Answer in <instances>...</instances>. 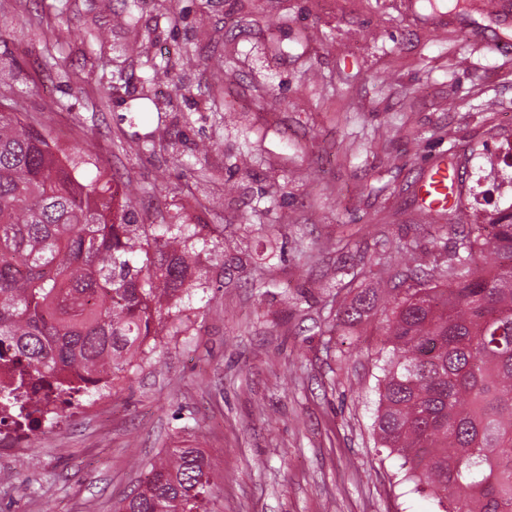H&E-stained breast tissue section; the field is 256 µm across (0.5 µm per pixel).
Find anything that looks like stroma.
<instances>
[{"label":"stroma","mask_w":512,"mask_h":512,"mask_svg":"<svg viewBox=\"0 0 512 512\" xmlns=\"http://www.w3.org/2000/svg\"><path fill=\"white\" fill-rule=\"evenodd\" d=\"M135 15L0 0V95L61 148L89 146L86 177L126 184L135 223L210 225L242 265L201 255L186 333L25 451L0 446V512H112L186 444L221 474L212 512H438L375 444L382 318L330 331L322 276L358 293L404 267L396 243L443 261L463 228L512 212V50L490 48L512 41V0H140ZM441 160L460 176L443 234L414 192Z\"/></svg>","instance_id":"35a3bbf8"}]
</instances>
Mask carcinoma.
I'll list each match as a JSON object with an SVG mask.
<instances>
[{
	"label": "carcinoma",
	"mask_w": 512,
	"mask_h": 512,
	"mask_svg": "<svg viewBox=\"0 0 512 512\" xmlns=\"http://www.w3.org/2000/svg\"><path fill=\"white\" fill-rule=\"evenodd\" d=\"M28 113L0 99V416L38 421L116 389L186 322L197 224H136L112 175L89 182ZM384 316L375 430L441 512H512V213L473 224L452 253L344 300L333 326ZM220 475L170 448L113 512H208Z\"/></svg>",
	"instance_id": "cac0c4a2"
}]
</instances>
